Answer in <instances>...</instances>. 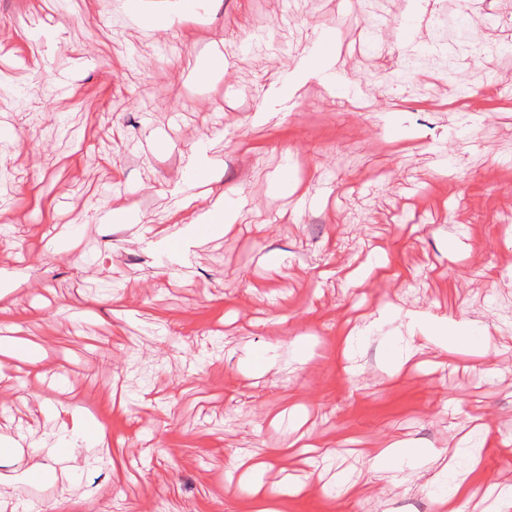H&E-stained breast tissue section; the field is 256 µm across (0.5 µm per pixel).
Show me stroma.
I'll list each match as a JSON object with an SVG mask.
<instances>
[{
  "label": "stroma",
  "mask_w": 512,
  "mask_h": 512,
  "mask_svg": "<svg viewBox=\"0 0 512 512\" xmlns=\"http://www.w3.org/2000/svg\"><path fill=\"white\" fill-rule=\"evenodd\" d=\"M431 2L384 0L375 41L362 0H0V278L18 283L0 324L46 369L17 366L0 390V436L27 439L0 456V512L41 469L38 501L62 512H252L258 483L280 512H435L452 480L373 472L357 451L392 436L457 449L463 472L492 434L479 484H512V25L489 22L512 0H473L468 39L497 46L476 57L448 30L458 0ZM322 33L379 111L337 110L314 78L266 108ZM411 53L438 78L392 83ZM450 62L488 90L459 99ZM197 145L221 167L212 198L247 206L177 264L146 231L179 220ZM286 169L304 195L280 188ZM410 311L496 336L494 372L469 347L394 367ZM269 346L275 368L249 376ZM72 385L110 459L52 435ZM299 414L327 459L284 452Z\"/></svg>",
  "instance_id": "1"
}]
</instances>
